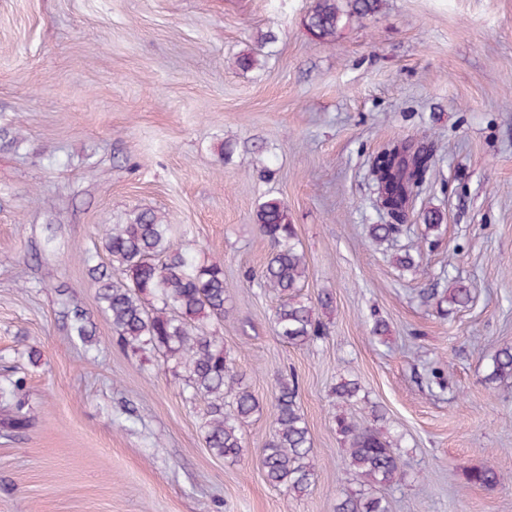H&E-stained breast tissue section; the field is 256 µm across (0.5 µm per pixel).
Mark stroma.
Returning a JSON list of instances; mask_svg holds the SVG:
<instances>
[{"mask_svg":"<svg viewBox=\"0 0 512 512\" xmlns=\"http://www.w3.org/2000/svg\"><path fill=\"white\" fill-rule=\"evenodd\" d=\"M312 3L0 0V378L26 377L33 417L0 437V512H334L351 488L340 413L398 442L391 512H512V380L486 379L512 345V0H383L330 44L305 26ZM270 30L259 65L238 68ZM422 137L437 150L405 230L370 244L368 161ZM267 194L306 255L302 297H332L309 347L276 336L279 298L258 284ZM136 208L224 265L217 331L261 405L240 459L207 447L203 400L160 356L121 345L98 307L81 253ZM431 208L442 233L404 269L393 256ZM456 281L465 306L425 299ZM75 305L93 345L70 332ZM290 373L317 472L301 497L258 464L275 379ZM344 378L361 391L339 405ZM482 465L503 482L467 487Z\"/></svg>","mask_w":512,"mask_h":512,"instance_id":"1","label":"stroma"}]
</instances>
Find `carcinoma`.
<instances>
[{
	"instance_id": "1",
	"label": "carcinoma",
	"mask_w": 512,
	"mask_h": 512,
	"mask_svg": "<svg viewBox=\"0 0 512 512\" xmlns=\"http://www.w3.org/2000/svg\"><path fill=\"white\" fill-rule=\"evenodd\" d=\"M314 0L305 24L316 38L329 42L346 21L377 14L382 0ZM268 31L256 45L238 55L243 70L255 67L262 49L274 42ZM434 145L402 140L378 152L370 162V176L377 209L389 218L386 224L368 225L370 243L396 239L404 230L409 207L431 168ZM256 224L269 241L271 251L258 276L260 286L286 296L275 309L273 327L277 336L295 346H310L327 334L326 325L314 307L298 298L308 276V264L299 248L294 225L288 223V207L277 197L259 203ZM424 229L414 247L397 259L404 268L415 266V257L432 248L444 223L443 214L431 210L423 215ZM179 230L151 209L133 210L121 224L104 230L102 247L108 262L90 267L99 303L112 324L118 341L135 352H156L181 370L188 393L206 402L202 424L208 448L231 459L243 451L242 428L260 410L259 400L243 383L231 352L213 326L224 321L227 284L224 265L205 262L179 243ZM463 285L448 291L428 290L437 305L463 306L469 301ZM78 339L93 344L95 331L89 316L75 307L67 313ZM512 379V346L498 349L491 358L487 380ZM338 398L357 397L359 383L350 379L336 383ZM273 435L262 448L261 469L267 481L288 492L301 494L315 482L313 445L299 406V383L295 376L277 378L272 405ZM30 421L27 381L6 377L0 381V433L11 437ZM336 426L348 456L345 474L360 489L338 500L335 512H389L381 490L397 482L402 462L398 444L351 417L339 415ZM500 481L488 467L471 470L467 484L488 486Z\"/></svg>"
}]
</instances>
